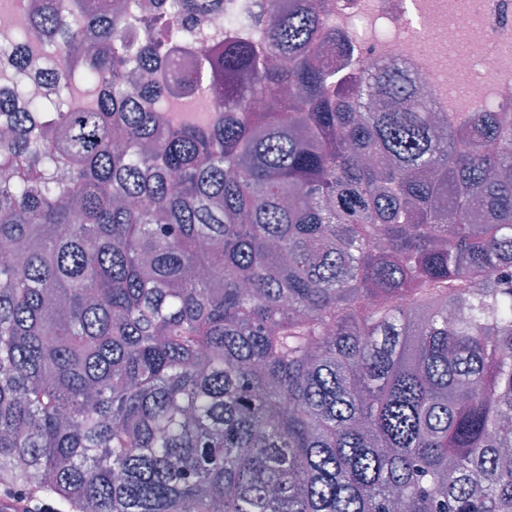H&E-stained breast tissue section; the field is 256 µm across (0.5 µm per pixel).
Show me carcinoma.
Masks as SVG:
<instances>
[{"mask_svg":"<svg viewBox=\"0 0 512 512\" xmlns=\"http://www.w3.org/2000/svg\"><path fill=\"white\" fill-rule=\"evenodd\" d=\"M14 2L60 81L0 44V491L512 512V113L340 79L321 0Z\"/></svg>","mask_w":512,"mask_h":512,"instance_id":"1","label":"carcinoma"}]
</instances>
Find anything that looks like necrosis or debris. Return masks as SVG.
<instances>
[{"label": "necrosis or debris", "instance_id": "necrosis-or-debris-1", "mask_svg": "<svg viewBox=\"0 0 512 512\" xmlns=\"http://www.w3.org/2000/svg\"><path fill=\"white\" fill-rule=\"evenodd\" d=\"M339 72L396 61L437 112H512V0H325Z\"/></svg>", "mask_w": 512, "mask_h": 512}]
</instances>
